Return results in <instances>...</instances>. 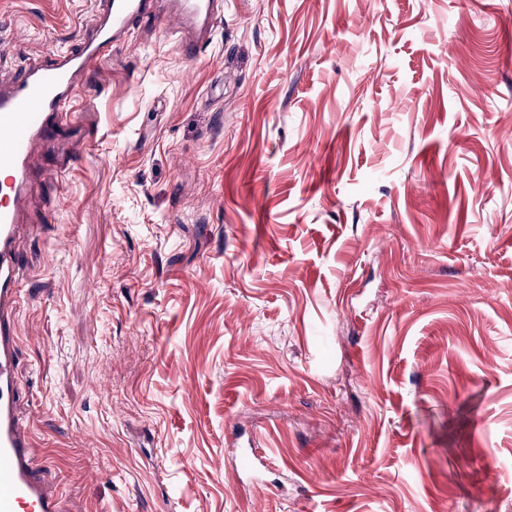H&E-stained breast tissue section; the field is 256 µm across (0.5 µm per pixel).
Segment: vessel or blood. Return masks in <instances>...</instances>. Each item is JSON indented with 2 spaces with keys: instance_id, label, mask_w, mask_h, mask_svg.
I'll return each instance as SVG.
<instances>
[{
  "instance_id": "1",
  "label": "vessel or blood",
  "mask_w": 512,
  "mask_h": 512,
  "mask_svg": "<svg viewBox=\"0 0 512 512\" xmlns=\"http://www.w3.org/2000/svg\"><path fill=\"white\" fill-rule=\"evenodd\" d=\"M219 5L220 0H167L166 9L158 10L152 0H105L96 21L82 31L78 50L52 53L29 67L9 90L0 91V512H60L58 492L33 463L30 425L17 411L19 258L14 243L17 211L34 175L32 146L38 141L51 145L59 157L73 152L84 133L73 110L76 84L133 21L168 24L176 47L197 57L210 45Z\"/></svg>"
}]
</instances>
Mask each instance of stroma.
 <instances>
[{
	"mask_svg": "<svg viewBox=\"0 0 512 512\" xmlns=\"http://www.w3.org/2000/svg\"><path fill=\"white\" fill-rule=\"evenodd\" d=\"M95 16L0 0V82ZM77 105L16 239L61 512H512V0H224Z\"/></svg>",
	"mask_w": 512,
	"mask_h": 512,
	"instance_id": "stroma-1",
	"label": "stroma"
}]
</instances>
